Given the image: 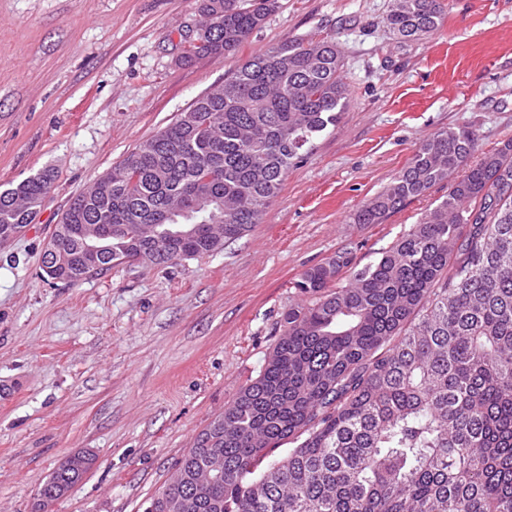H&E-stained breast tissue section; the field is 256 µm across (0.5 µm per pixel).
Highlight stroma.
Masks as SVG:
<instances>
[{
  "label": "stroma",
  "instance_id": "1",
  "mask_svg": "<svg viewBox=\"0 0 512 512\" xmlns=\"http://www.w3.org/2000/svg\"><path fill=\"white\" fill-rule=\"evenodd\" d=\"M203 0H0V190L51 171L33 224L0 246V512H34L68 455L93 468L49 512H146L198 434L257 377L302 272L339 252L370 263L448 194L380 224L352 218L430 134L512 139V0H444L419 40L389 0H279L239 51L182 61ZM335 40L349 102L259 224L224 250L121 265L73 285L42 254L71 199L223 84L293 38Z\"/></svg>",
  "mask_w": 512,
  "mask_h": 512
}]
</instances>
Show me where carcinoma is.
<instances>
[{
	"instance_id": "obj_1",
	"label": "carcinoma",
	"mask_w": 512,
	"mask_h": 512,
	"mask_svg": "<svg viewBox=\"0 0 512 512\" xmlns=\"http://www.w3.org/2000/svg\"><path fill=\"white\" fill-rule=\"evenodd\" d=\"M277 0H205L184 58L237 51ZM442 0H390L383 18L419 39ZM336 42L288 40L255 55L69 204L54 235L110 245L84 273L220 252L247 235L314 139L348 104ZM468 127L428 136L356 212L380 224L448 181V195L355 270L341 252L296 282L258 376L224 408V433L183 455L154 512L224 462L220 504L197 512H512V140L470 165ZM46 172L0 190V229L35 221ZM78 477L53 473L40 492Z\"/></svg>"
}]
</instances>
